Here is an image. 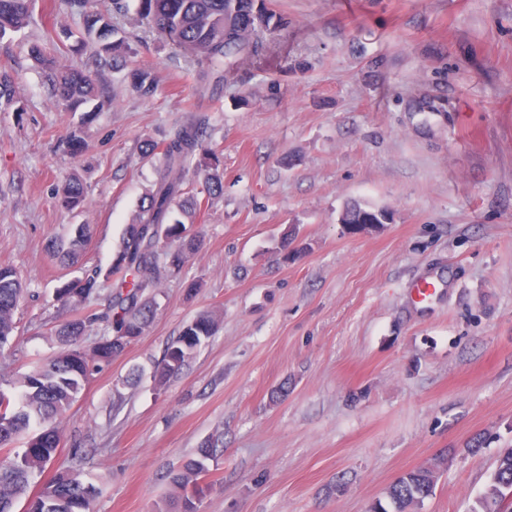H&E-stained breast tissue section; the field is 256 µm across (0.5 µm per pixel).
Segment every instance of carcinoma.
Segmentation results:
<instances>
[{
    "mask_svg": "<svg viewBox=\"0 0 512 512\" xmlns=\"http://www.w3.org/2000/svg\"><path fill=\"white\" fill-rule=\"evenodd\" d=\"M71 10L83 16L87 39L81 46L90 50L95 65L114 71L127 66L131 47L124 39H112L111 23L91 10V0H67ZM34 0H0V39L27 27L32 20ZM143 19L163 42L192 60L206 63L198 73L201 89L217 94L224 88L226 60L256 53L263 48L261 34L285 24V19L268 8L266 0H138ZM254 17L253 26L241 28L237 19ZM41 64L52 94L66 109L74 111L88 100L103 94L91 72L68 69L59 56L43 45L31 48ZM133 89L143 97L156 91V79L148 70L133 73ZM24 111L16 96V80L0 71V110ZM143 157L158 158L154 188L143 199L126 225L111 264L103 269L87 268L74 280L56 289V300L72 310V317L57 326L54 336L58 354L24 374L18 381V398L0 390V449L13 457L0 463V512H15L35 473L54 459L60 435L58 421L70 410L93 372L119 357L140 336L154 318L159 303L156 289L162 279L179 271L201 245V237L189 234L187 224L175 216L180 210L196 224L209 211L213 200L224 193V173L220 154L212 147L210 117L197 114L176 125L161 141L142 146ZM86 191L72 175L64 182L58 203L74 211L84 207ZM90 225L78 224L67 242L54 247V255L64 264L75 263L87 242ZM107 291L103 312L90 308L92 301ZM24 297L20 272L11 265L0 266V350L16 329L14 316ZM221 317L213 312L198 315L185 324L166 348L154 370V381L164 388L194 352L219 328ZM105 333L87 348L83 337L97 325ZM23 448L15 449L21 437ZM214 449L205 443L197 449L171 484L176 496L160 512H199L205 495L203 477L209 472ZM499 486L498 494L474 501L469 512H502L504 496L512 490V449L498 456L489 486ZM435 483L428 470L419 467L403 474L390 485L386 502H377L370 512H403L407 498L427 499ZM101 489L85 484L68 470L43 483L28 499L26 512H90Z\"/></svg>",
    "mask_w": 512,
    "mask_h": 512,
    "instance_id": "cac0c4a2",
    "label": "carcinoma"
}]
</instances>
